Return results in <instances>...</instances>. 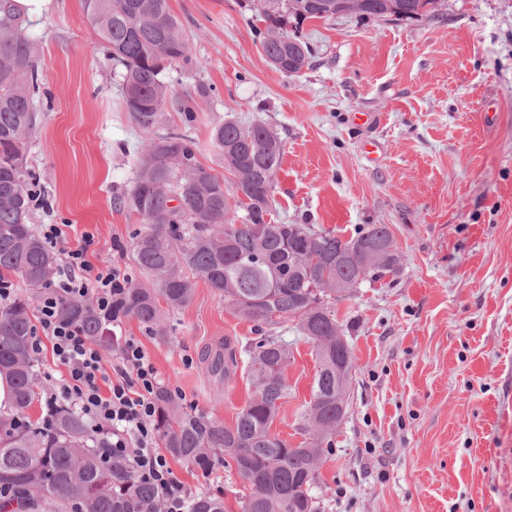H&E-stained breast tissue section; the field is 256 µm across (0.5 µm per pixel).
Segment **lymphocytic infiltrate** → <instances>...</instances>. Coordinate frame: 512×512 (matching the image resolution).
I'll return each instance as SVG.
<instances>
[{
	"label": "lymphocytic infiltrate",
	"instance_id": "lymphocytic-infiltrate-1",
	"mask_svg": "<svg viewBox=\"0 0 512 512\" xmlns=\"http://www.w3.org/2000/svg\"><path fill=\"white\" fill-rule=\"evenodd\" d=\"M41 238L65 257V277L58 281V288L93 298L105 307L123 287L117 267L94 265L84 249L70 248L65 225H42ZM39 325L41 333L31 343L33 356L51 349L66 369L61 391L51 394L50 402L73 405L92 422L107 428L108 456L130 459L139 477L160 489L166 512H181L182 486L156 446L154 397L159 374L142 344L131 337L124 339L118 363L108 370L100 348L76 327L60 320L54 298L41 303Z\"/></svg>",
	"mask_w": 512,
	"mask_h": 512
}]
</instances>
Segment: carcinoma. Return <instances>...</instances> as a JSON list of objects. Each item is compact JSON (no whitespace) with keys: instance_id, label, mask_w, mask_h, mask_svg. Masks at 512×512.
I'll use <instances>...</instances> for the list:
<instances>
[{"instance_id":"cac0c4a2","label":"carcinoma","mask_w":512,"mask_h":512,"mask_svg":"<svg viewBox=\"0 0 512 512\" xmlns=\"http://www.w3.org/2000/svg\"><path fill=\"white\" fill-rule=\"evenodd\" d=\"M336 0H250L265 23L260 41L267 58L294 76L312 65L311 48L296 30L309 20L330 19ZM86 16L118 69L124 105L146 137L132 187L120 206L142 216L135 233L136 261L148 286L125 285L107 310L87 297L57 293L59 317L101 348L112 346L109 326L126 317L149 333L168 336L170 313L193 297L192 278L205 280L216 297L262 332L246 347L248 403L234 425L183 405L164 387L155 395V424L166 452L204 473L219 457L235 467L248 493L236 498L239 512H320L313 494L327 445L343 422L354 360L336 319V303L356 288L401 267L387 225L370 224L354 236L312 224H278L274 218L276 175L284 141L263 123L227 120L211 131V143L232 185L205 168L196 144L175 133L156 135L162 109L172 103L186 123L193 104L209 96L198 86L171 100L165 70L190 61L189 44L169 0H83ZM438 0H363L354 14L413 19L436 10ZM41 78L20 21L0 0V275L18 277L27 292L0 307V375L9 377L17 417L0 420V512H22L49 499L61 512H160V493L121 459L103 455L106 442L78 409L52 411L51 429L29 420L38 393L30 354L36 305L51 291L58 256L30 224L42 191L28 169V138L37 123L35 98ZM314 344L316 374L311 399L300 417L308 440L293 448L272 431L288 399L290 344L281 330ZM206 374L229 378L236 346L224 342L206 351ZM185 512H229L224 496L203 492L186 499Z\"/></svg>"}]
</instances>
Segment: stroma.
<instances>
[{
  "instance_id": "1",
  "label": "stroma",
  "mask_w": 512,
  "mask_h": 512,
  "mask_svg": "<svg viewBox=\"0 0 512 512\" xmlns=\"http://www.w3.org/2000/svg\"><path fill=\"white\" fill-rule=\"evenodd\" d=\"M440 2L416 19L306 22L313 65L287 77L266 60L244 0H170L191 48L170 72L172 94L201 83L212 94L189 124L165 107L159 133L186 134L220 175L212 128L267 123L285 142L277 223L346 237L385 224L402 257L398 276L336 306L356 372L314 489L322 512H512V0ZM23 31L43 78L27 164L47 204L32 222L67 225L91 263L145 282L132 250L144 220L116 204L143 138L82 0H52ZM359 112L380 121L357 126ZM171 325L160 338L126 319L112 333L140 341L184 405L232 424L249 396L252 323L200 280ZM284 336L291 390L273 430L297 446L316 362L310 341L291 327ZM226 338L238 366L218 382L202 355ZM170 466L187 495L223 492L237 512L233 470Z\"/></svg>"
}]
</instances>
